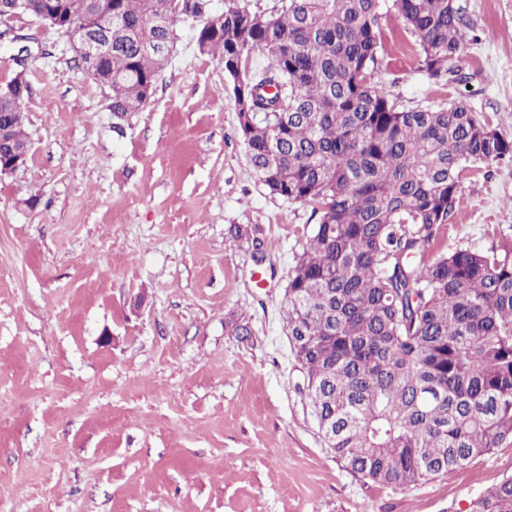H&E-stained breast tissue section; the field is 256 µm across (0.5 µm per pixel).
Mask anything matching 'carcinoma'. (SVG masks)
Returning a JSON list of instances; mask_svg holds the SVG:
<instances>
[{"label":"carcinoma","mask_w":512,"mask_h":512,"mask_svg":"<svg viewBox=\"0 0 512 512\" xmlns=\"http://www.w3.org/2000/svg\"><path fill=\"white\" fill-rule=\"evenodd\" d=\"M163 0L112 9L108 110L142 109L168 65L176 21ZM56 29L91 24L81 0H28ZM203 53L224 63L258 179L318 216L288 275V342L319 429L347 468L417 485L512 444V237L486 250L432 249L462 172L512 158V139L463 97L402 108L377 87L379 32L396 16L418 69L440 79L464 51L450 0H278L270 14L189 0ZM269 58L251 76L253 53ZM0 137L30 144L25 115L0 95ZM470 512H512V478Z\"/></svg>","instance_id":"1"}]
</instances>
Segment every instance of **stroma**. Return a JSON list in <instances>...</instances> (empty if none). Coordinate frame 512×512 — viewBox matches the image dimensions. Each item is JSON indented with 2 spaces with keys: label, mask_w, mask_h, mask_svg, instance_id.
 Wrapping results in <instances>:
<instances>
[{
  "label": "stroma",
  "mask_w": 512,
  "mask_h": 512,
  "mask_svg": "<svg viewBox=\"0 0 512 512\" xmlns=\"http://www.w3.org/2000/svg\"><path fill=\"white\" fill-rule=\"evenodd\" d=\"M461 2L463 84L420 71L391 18L375 81L405 108L464 95L512 138V0ZM13 26L0 86L26 70L31 149L0 176V512H468L512 477L511 444L409 486L328 448L282 313L313 207L258 181L224 64L189 24L124 121L66 37ZM232 224L259 232L234 239ZM502 233L512 160L469 168L436 241L485 249Z\"/></svg>",
  "instance_id": "stroma-1"
}]
</instances>
